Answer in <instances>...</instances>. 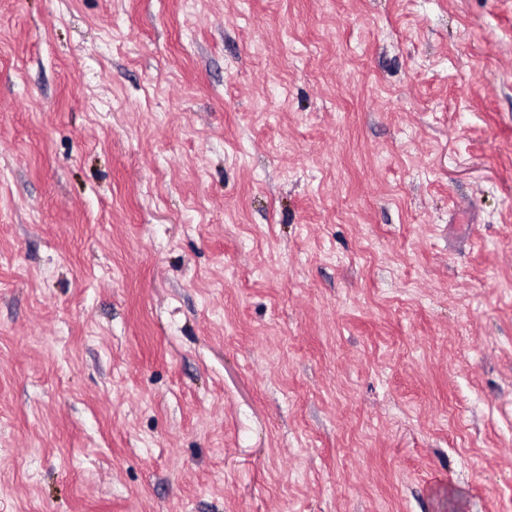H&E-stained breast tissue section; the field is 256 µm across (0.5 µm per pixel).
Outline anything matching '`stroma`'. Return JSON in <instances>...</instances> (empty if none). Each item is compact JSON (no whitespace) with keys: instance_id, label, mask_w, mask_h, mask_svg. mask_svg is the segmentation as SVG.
<instances>
[{"instance_id":"stroma-1","label":"stroma","mask_w":512,"mask_h":512,"mask_svg":"<svg viewBox=\"0 0 512 512\" xmlns=\"http://www.w3.org/2000/svg\"><path fill=\"white\" fill-rule=\"evenodd\" d=\"M0 512H512V0H0Z\"/></svg>"}]
</instances>
